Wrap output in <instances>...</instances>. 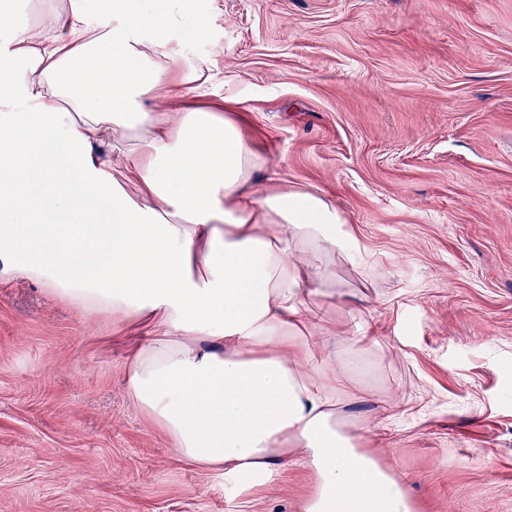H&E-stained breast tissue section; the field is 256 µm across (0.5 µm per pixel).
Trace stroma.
Instances as JSON below:
<instances>
[{"label":"stroma","mask_w":512,"mask_h":512,"mask_svg":"<svg viewBox=\"0 0 512 512\" xmlns=\"http://www.w3.org/2000/svg\"><path fill=\"white\" fill-rule=\"evenodd\" d=\"M177 40L243 100L267 169L333 198L366 290L310 305L302 365L359 391L365 448L416 512H512V0H205ZM149 324L0 279V512H298L174 449L127 388ZM368 348L365 374L349 349Z\"/></svg>","instance_id":"stroma-1"}]
</instances>
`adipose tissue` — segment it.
I'll return each mask as SVG.
<instances>
[{
  "instance_id": "1",
  "label": "adipose tissue",
  "mask_w": 512,
  "mask_h": 512,
  "mask_svg": "<svg viewBox=\"0 0 512 512\" xmlns=\"http://www.w3.org/2000/svg\"><path fill=\"white\" fill-rule=\"evenodd\" d=\"M87 2L34 0L21 25L0 0V278L149 323L128 388L184 459L260 484L297 454L300 512H413L352 428L356 395L297 358L310 295L365 309L332 268L356 259L346 218L274 173L256 195L240 101L187 98L211 74L173 41L201 23L184 0H97L92 24Z\"/></svg>"
}]
</instances>
